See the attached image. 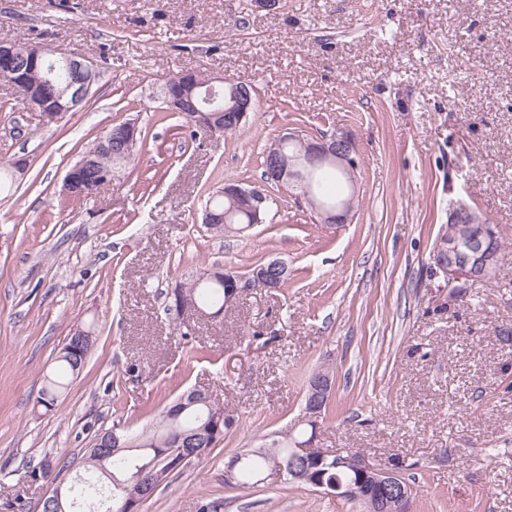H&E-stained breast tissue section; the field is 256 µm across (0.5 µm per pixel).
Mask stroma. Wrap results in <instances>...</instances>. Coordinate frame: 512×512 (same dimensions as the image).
<instances>
[{
  "label": "stroma",
  "mask_w": 512,
  "mask_h": 512,
  "mask_svg": "<svg viewBox=\"0 0 512 512\" xmlns=\"http://www.w3.org/2000/svg\"><path fill=\"white\" fill-rule=\"evenodd\" d=\"M86 53L88 102L47 122L0 81V162L30 166L0 196V512H41L95 434L141 429L160 402L205 387L236 431L141 512H361L297 481L225 484L236 452L287 426L316 447L405 459L408 512H512V0H0V41ZM252 85L256 110L217 137L161 108L182 70ZM469 70L460 81V70ZM141 140L124 177L69 201L67 170L112 123ZM345 133L358 148L354 217L318 223L261 181L278 135ZM263 187V223L217 236L209 193ZM493 224V282L450 295L433 268L448 216ZM284 261L287 285L242 295L193 338L165 308L189 274ZM93 346L52 408L38 397L75 329ZM261 339H253V332ZM335 370L317 428L307 375ZM500 449L490 457V449ZM47 464L30 481L28 468Z\"/></svg>",
  "instance_id": "35a3bbf8"
}]
</instances>
